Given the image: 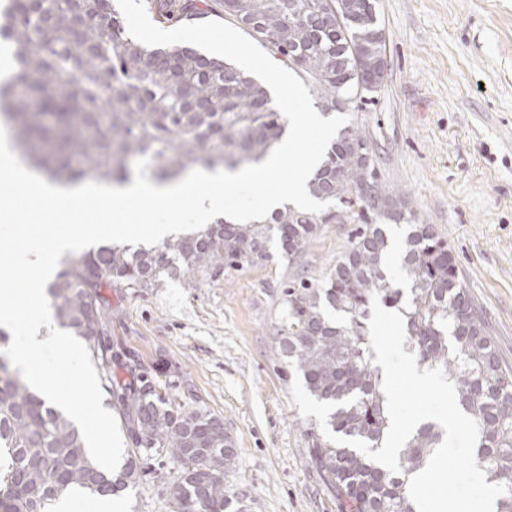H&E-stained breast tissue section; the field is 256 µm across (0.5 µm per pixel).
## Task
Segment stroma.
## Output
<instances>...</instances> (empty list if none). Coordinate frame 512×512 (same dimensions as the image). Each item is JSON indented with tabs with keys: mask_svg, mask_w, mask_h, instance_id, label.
<instances>
[{
	"mask_svg": "<svg viewBox=\"0 0 512 512\" xmlns=\"http://www.w3.org/2000/svg\"><path fill=\"white\" fill-rule=\"evenodd\" d=\"M386 31L387 72L370 101L348 114L371 140L386 187L403 192L424 223L447 239L471 296L512 362V0H376ZM354 224H325L302 251L241 270L175 280L141 293L113 289L110 344L156 374L176 401L223 417L237 459L225 478L248 512H343L307 458L310 419L292 403L295 377L274 341L283 286L322 278L346 250ZM81 357L48 350L47 377L79 398L83 428L104 423L106 445L132 443L102 386L83 396L72 370ZM118 500L124 512H171L178 466L164 455Z\"/></svg>",
	"mask_w": 512,
	"mask_h": 512,
	"instance_id": "stroma-1",
	"label": "stroma"
}]
</instances>
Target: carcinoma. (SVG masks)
I'll return each mask as SVG.
<instances>
[{"mask_svg": "<svg viewBox=\"0 0 512 512\" xmlns=\"http://www.w3.org/2000/svg\"><path fill=\"white\" fill-rule=\"evenodd\" d=\"M164 24L208 15L229 16L308 80L323 113L343 112L347 98L376 70L359 43L371 44L380 26L375 0H349L341 21L318 24L312 13L329 0H146ZM0 39L11 44L14 71L0 82V120L12 148L48 180L86 178L115 183L134 178L139 158L159 180L192 167L259 164L283 133L280 111L251 76L189 46L152 48L128 32L116 0H10L0 12ZM24 95L18 97L13 87ZM372 146L347 126L332 141L311 196L357 198L359 221L350 247L322 279L285 284L275 343L305 390L319 401L355 403L334 409L330 431L381 448L389 420L374 364L368 320L373 299L405 318V348L417 366L441 367L461 410L479 427L475 459L486 482L506 487L495 512H512V364L499 354L481 307L465 287L448 243L421 222L403 194L384 186L375 169L364 175L353 145ZM336 210L301 212L288 204L267 221H220L145 248L98 246L62 268L46 288L57 325L86 344L102 371L104 389L134 447L118 471L93 457L84 432L49 405L0 357V512H46L75 489L112 496L141 474V453L162 451L178 464L168 494L174 512H226L235 498L224 475L233 471L232 436L207 410L176 403L146 373L118 380L106 334L105 291L140 293L165 279L186 288L218 270L237 271L271 246L297 254ZM404 225L402 281L387 264L389 228ZM312 465L350 512H417L408 496L412 476L442 442L435 422L419 424L399 453L393 473L355 448L330 442L316 426L306 432Z\"/></svg>", "mask_w": 512, "mask_h": 512, "instance_id": "cac0c4a2", "label": "carcinoma"}]
</instances>
